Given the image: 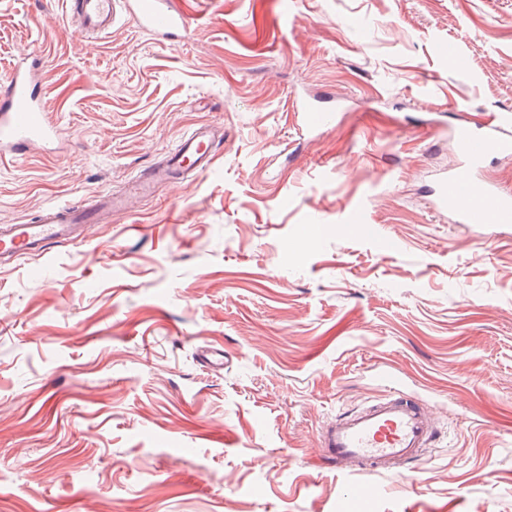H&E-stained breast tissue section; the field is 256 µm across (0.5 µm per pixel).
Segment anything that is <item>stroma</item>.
<instances>
[{
  "label": "stroma",
  "instance_id": "stroma-1",
  "mask_svg": "<svg viewBox=\"0 0 512 512\" xmlns=\"http://www.w3.org/2000/svg\"><path fill=\"white\" fill-rule=\"evenodd\" d=\"M173 2L167 41L0 0V83L40 52L60 128L0 159V224L224 131L210 171L0 267V512H512V227L431 204L462 114L512 118V0ZM381 369L437 431L407 478L319 458ZM297 112H301V120L304 125L311 129L326 127L331 121V113L314 108L304 100L296 102Z\"/></svg>",
  "mask_w": 512,
  "mask_h": 512
}]
</instances>
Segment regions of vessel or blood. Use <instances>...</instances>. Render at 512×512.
<instances>
[{
	"instance_id": "b4317fda",
	"label": "vessel or blood",
	"mask_w": 512,
	"mask_h": 512,
	"mask_svg": "<svg viewBox=\"0 0 512 512\" xmlns=\"http://www.w3.org/2000/svg\"><path fill=\"white\" fill-rule=\"evenodd\" d=\"M125 6L140 27L168 36L186 31L188 21L172 0H66L70 14L81 20L85 35L95 37L115 23L118 6ZM42 57L18 61L0 83V158L33 145L53 141L58 130L39 91ZM296 109L312 130L326 127L328 112L299 101ZM506 122L491 114L465 121L455 135L459 163L441 175L433 189V204L462 225H511L512 192L482 178L489 155H512V139L505 137ZM223 130L206 124L195 126L165 153L161 161L140 172L124 194L103 193L92 202L63 203L44 208L35 222L0 225V264L24 256H39L52 244L79 238L100 213L126 207L129 199L150 196L156 187L174 178L210 170ZM378 382L382 397L359 409L337 415L321 433L318 443L325 459L359 472L398 474L402 464L424 457L434 435L428 408L402 390L397 375L382 372Z\"/></svg>"
}]
</instances>
